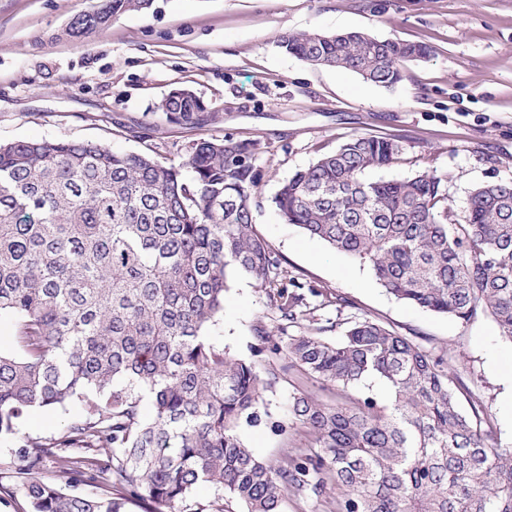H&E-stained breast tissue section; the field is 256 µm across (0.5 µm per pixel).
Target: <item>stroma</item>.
Masks as SVG:
<instances>
[{"label": "stroma", "mask_w": 512, "mask_h": 512, "mask_svg": "<svg viewBox=\"0 0 512 512\" xmlns=\"http://www.w3.org/2000/svg\"><path fill=\"white\" fill-rule=\"evenodd\" d=\"M97 0H0V143L31 138L95 141L184 163L200 139L252 141L257 176L255 229L289 275L350 303L346 318H370L444 356L512 444V340L493 318L469 322L422 309L387 293L370 267L334 252L285 223L272 199L295 172L353 136L398 138L403 150L369 180L436 172L448 204L463 213L484 183H512V0H152L143 12L104 30L69 35ZM360 31L380 40L423 43L428 57L403 65L390 87L342 69L317 67L283 51V31ZM186 88L204 103L206 121L166 120L161 101ZM283 341L277 311L251 276L229 282L214 343L265 370L275 357L258 349V328ZM322 400L334 391L283 372L266 400L284 420L293 388ZM259 458L280 463L307 444L299 428L245 429Z\"/></svg>", "instance_id": "1"}]
</instances>
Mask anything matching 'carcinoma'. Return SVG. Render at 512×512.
I'll use <instances>...</instances> for the list:
<instances>
[{"label":"carcinoma","mask_w":512,"mask_h":512,"mask_svg":"<svg viewBox=\"0 0 512 512\" xmlns=\"http://www.w3.org/2000/svg\"><path fill=\"white\" fill-rule=\"evenodd\" d=\"M151 0H100L74 18L75 36ZM279 46L316 66L350 70L391 86L400 63L423 44L359 32L284 31ZM186 89L159 110L185 125L205 121ZM253 142L201 139L178 169L91 141L24 139L0 144V317L15 345L0 349V441L18 449L15 474L29 512H224L193 498L202 483L244 505L281 512L288 495L336 491V512H512V446L502 445L479 399L444 358L362 318L330 340L300 293L315 286L288 275L253 224ZM402 151L399 141L356 136L282 184L273 203L287 224L367 264L405 303L469 321L490 314L512 340V184L473 189L463 215L448 207L444 180L365 179ZM268 290L270 306L309 329L271 351L281 370L326 386L368 379L392 391L324 403L303 389L288 396V421L309 436L273 466L242 430L270 418L261 374L211 340L234 274ZM79 414L49 437L19 436L31 411ZM52 459L67 493L44 475Z\"/></svg>","instance_id":"1"}]
</instances>
